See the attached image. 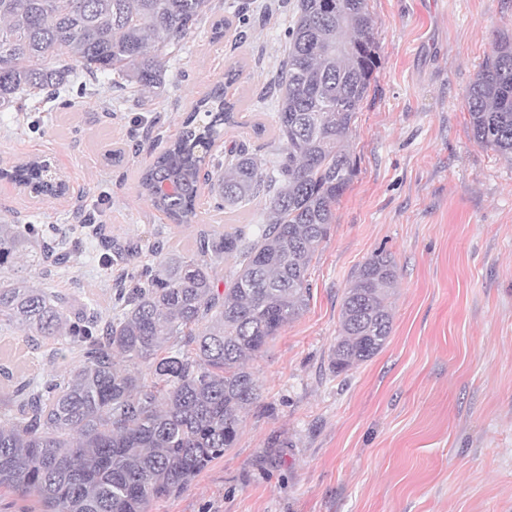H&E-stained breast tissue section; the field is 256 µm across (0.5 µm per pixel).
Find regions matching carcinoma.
Returning <instances> with one entry per match:
<instances>
[{"instance_id": "1", "label": "carcinoma", "mask_w": 512, "mask_h": 512, "mask_svg": "<svg viewBox=\"0 0 512 512\" xmlns=\"http://www.w3.org/2000/svg\"><path fill=\"white\" fill-rule=\"evenodd\" d=\"M213 10L211 0H0V108L35 91L56 95L80 71L94 84L112 71L144 92L158 89L165 51ZM235 18L246 23L244 9L215 21L214 38ZM374 29L367 0H297L274 82L275 160L241 145L202 172L223 128L241 125L227 98L241 75L232 66L141 174L142 193L175 224L197 217L202 179L217 208L258 201L267 223L202 232L190 256L151 247L149 262L123 273L118 313L106 320L66 310L27 280L0 286V321L67 338L80 352L67 375L35 388L22 382L0 398V489L39 512H147L234 447L259 399L248 362L307 307L309 264L354 176L347 143L378 68ZM465 105L474 139L512 161V37L494 44ZM38 170L29 161L12 176L29 185ZM76 249L39 240L34 226L0 224V271L31 252L38 266H62ZM226 261L221 290L217 269ZM395 284L385 251L358 269L341 300L336 372L383 349Z\"/></svg>"}]
</instances>
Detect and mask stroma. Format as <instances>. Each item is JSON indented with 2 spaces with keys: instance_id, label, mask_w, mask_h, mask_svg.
Masks as SVG:
<instances>
[{
  "instance_id": "1",
  "label": "stroma",
  "mask_w": 512,
  "mask_h": 512,
  "mask_svg": "<svg viewBox=\"0 0 512 512\" xmlns=\"http://www.w3.org/2000/svg\"><path fill=\"white\" fill-rule=\"evenodd\" d=\"M213 2L215 17L168 58L157 92L114 85L106 72L98 88L77 80L54 101L27 96L22 111L0 110V168L49 156L71 184L54 199L0 179V222L39 224L64 241L90 214L117 247L159 240L184 255L200 232L266 223L258 202L236 220L216 210L203 181L195 222L176 224L138 188L193 102L237 62L228 95L246 123L225 128L211 153L240 144L276 156L273 81L296 0ZM233 3L248 24L214 39V18ZM368 9L379 67L348 141L355 174L310 264L309 304L251 362L260 398L234 447L148 512H512V164L474 139L465 108L494 41L512 35V0H368ZM118 147L117 163L107 151ZM381 250L398 273L390 337L336 373L342 294ZM119 272L89 240L67 266L23 259L8 277L109 318ZM77 361L67 342L0 327V364L14 375L38 381Z\"/></svg>"
}]
</instances>
